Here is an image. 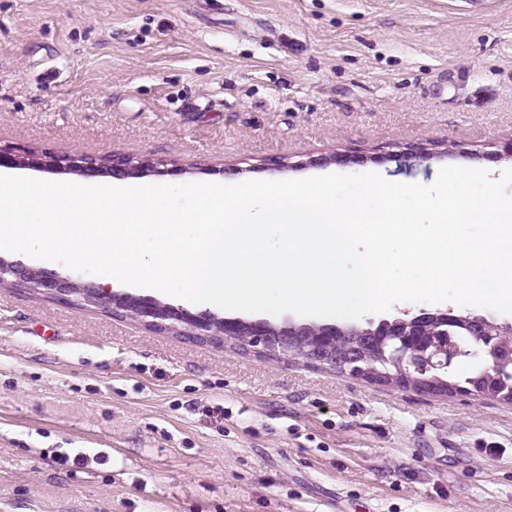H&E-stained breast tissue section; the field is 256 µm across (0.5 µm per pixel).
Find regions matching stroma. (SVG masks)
I'll use <instances>...</instances> for the list:
<instances>
[{
	"label": "stroma",
	"mask_w": 512,
	"mask_h": 512,
	"mask_svg": "<svg viewBox=\"0 0 512 512\" xmlns=\"http://www.w3.org/2000/svg\"><path fill=\"white\" fill-rule=\"evenodd\" d=\"M134 184L512 168V6L0 0V145ZM334 153L365 164H321ZM223 407L224 418L205 407ZM0 512H512V402L0 288ZM109 157V162L101 160ZM88 156L84 154L58 155L54 152L41 150L34 152L24 146L0 145V168H31L49 171H73L81 175L110 174L113 177H123L131 170L139 167L130 159H114L112 155ZM107 164V168L102 165Z\"/></svg>",
	"instance_id": "obj_1"
}]
</instances>
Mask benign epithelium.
<instances>
[{"mask_svg": "<svg viewBox=\"0 0 512 512\" xmlns=\"http://www.w3.org/2000/svg\"><path fill=\"white\" fill-rule=\"evenodd\" d=\"M31 168L73 171L81 175L109 174L123 177L139 164L130 159L109 158L104 162L84 154L58 155L24 146L0 145V168ZM0 285L10 286L81 308L96 307L114 316L130 317L149 329L175 330L206 344L238 347L269 360L301 359L308 364L363 376L385 383L395 377L402 384L418 386L441 380L438 373L450 366L455 355L464 352L472 358H492L495 371L512 365V350H500L499 340L512 331L485 317L455 315L423 310L409 320H383L378 325L381 358L396 369L391 374L361 358L358 348L336 351V337L348 336L351 329L334 323L279 327L268 320L245 321L216 317L208 310L191 312L151 299L117 294L80 280L64 279L45 268H34L21 260L0 258Z\"/></svg>", "mask_w": 512, "mask_h": 512, "instance_id": "1", "label": "benign epithelium"}]
</instances>
